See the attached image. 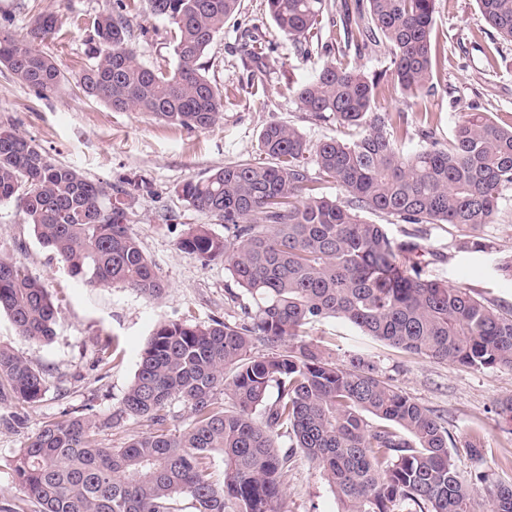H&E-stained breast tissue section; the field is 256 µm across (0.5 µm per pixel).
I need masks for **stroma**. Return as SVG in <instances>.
Listing matches in <instances>:
<instances>
[{"instance_id": "1", "label": "stroma", "mask_w": 512, "mask_h": 512, "mask_svg": "<svg viewBox=\"0 0 512 512\" xmlns=\"http://www.w3.org/2000/svg\"><path fill=\"white\" fill-rule=\"evenodd\" d=\"M112 3L0 0V29L15 34L25 33L37 15L55 14L56 31L40 49L64 73L60 85L43 94L0 67V126L13 128L53 162L76 168L89 180H147L150 192L136 194L132 201L131 228L166 290L148 299L120 283L84 285L39 242L15 203L0 204V254L22 263L45 286L56 308L54 336L42 343L22 339L10 318L0 314V347L22 353L45 379L40 403L0 407V512H34L12 481L11 463L46 422L68 415L91 417L103 422L99 439L112 448L149 431L148 421L123 417L121 407L140 354L159 323L188 317L243 322L249 300L243 292L230 297L235 282L223 260L206 262L177 247L194 224L207 225L216 236L224 234L223 222L188 206L177 186L240 160L265 161L259 137L272 122L295 127L313 144L358 135L357 129L312 119L295 99L296 88L334 60L336 44L343 39L341 27H324L308 58H301L276 30L266 0H241L203 58L207 79L224 93L223 114L211 128L191 131L145 112H115L86 99L79 80L94 63L92 22ZM127 17L137 33L133 47L138 62L175 70L168 22L151 15L144 0H131ZM433 35L444 53L419 97L389 87L376 103L378 111L406 114L409 135L401 143L406 154L423 149L433 137L448 143L458 122L472 112L512 127V40L479 21L476 0H435ZM250 37L266 55L263 65L247 53ZM364 218L384 225L398 240L419 235L425 277L469 289L501 310H512V277L498 268L512 260V185L501 190L493 222L481 232L491 246L486 253L463 247L460 231L450 224H406L374 212ZM305 340L341 364L353 354H365L381 380L441 416L455 441L451 454L456 470L478 497L512 480V422L499 409L512 396V369L473 371L439 363L362 335L334 317L312 325ZM104 347L112 353L110 360L99 358ZM475 434L485 443L480 463L465 446ZM283 482L288 512H342L325 476L303 453L295 454Z\"/></svg>"}]
</instances>
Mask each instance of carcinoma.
<instances>
[{"label": "carcinoma", "instance_id": "carcinoma-1", "mask_svg": "<svg viewBox=\"0 0 512 512\" xmlns=\"http://www.w3.org/2000/svg\"><path fill=\"white\" fill-rule=\"evenodd\" d=\"M356 31H345L334 61L300 85V110L319 121L362 129L358 138L310 144L273 122L260 134L269 163L241 160L178 195L224 221L219 238L196 224L177 243L204 261L224 259L253 308L250 322H161L141 354L121 413L152 429L122 448L99 442L102 424L83 415L43 425L20 449L15 485L35 512H288L282 477L295 448L326 473L344 512H512V481L485 501L459 480L442 419L378 379L362 355L339 364L301 337L310 324L342 318L363 334L406 352L472 370L512 369V311L422 276L413 238L396 241L367 210L407 224H453L470 247L489 250L480 230L491 223L500 190L512 185V130L477 114L412 155L403 112H378L382 82L416 97L429 83L440 47L433 38L435 0H367ZM480 20L512 38V0H476ZM173 29L174 72L136 60L124 0L93 22L96 62L85 70V97L114 111L148 112L190 130L215 124L224 95L200 60L239 0H146ZM278 30L309 46L322 29L327 0H266ZM56 17H38L26 35L0 31V65L42 93L63 79L38 43ZM384 42L387 77L365 74L351 59L354 39ZM315 172H310V167ZM331 179L347 196L317 195ZM105 187L52 162L12 130L0 128V204L14 202L70 274L90 286L122 283L147 298L166 286L130 230L129 203L150 191L142 178ZM24 339L54 336V304L41 282L0 255V312ZM267 353L255 356L254 342ZM277 398L268 402L270 389ZM43 372L0 348V405L34 406ZM229 404H224V397ZM184 402L192 420L170 428L168 407ZM224 456L222 476L207 459Z\"/></svg>", "mask_w": 512, "mask_h": 512}]
</instances>
